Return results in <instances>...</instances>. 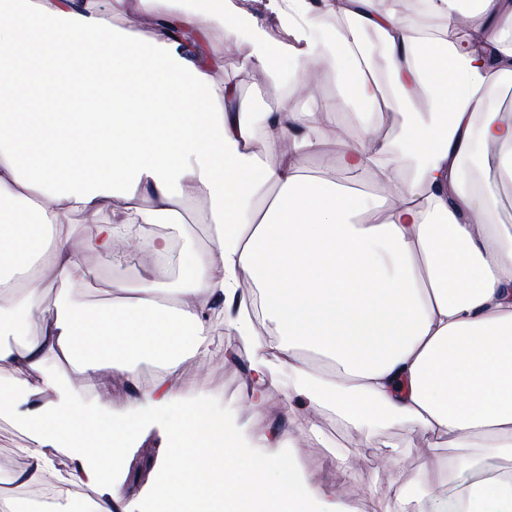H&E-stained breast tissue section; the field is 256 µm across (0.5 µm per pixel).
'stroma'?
Listing matches in <instances>:
<instances>
[{
	"mask_svg": "<svg viewBox=\"0 0 512 512\" xmlns=\"http://www.w3.org/2000/svg\"><path fill=\"white\" fill-rule=\"evenodd\" d=\"M358 38L366 56L376 64L374 77L386 99L385 104L376 107L379 114L376 130H368L358 122L352 123L354 138L359 141L374 132L381 136L398 132L405 104L390 73L381 65L387 53L385 41L367 27L359 29ZM204 48L207 55L217 61L212 71L215 82L227 78L234 80L237 98L248 101L260 120L265 119L276 98L295 75L292 60L284 56L278 61V83L261 81L242 67L246 45L226 47L223 34L217 30L208 34ZM343 97L344 88L338 74L328 71L318 84L310 87L308 96L298 100L297 105L309 112H331ZM84 258L97 272L87 287L76 291L78 300L88 304L108 299L114 280L132 281L150 274L156 266L154 254L146 249L136 251L128 258H114L109 264L91 251L85 252ZM212 340L206 367L188 361L180 369L186 396L200 400L212 413L223 416L238 436L236 451L240 456L262 454L278 458L295 453L310 480L326 493L321 512H395L399 498L404 495L423 498L428 512H445L449 489L474 474L475 469L470 466L465 449L449 446L428 449L421 434L410 423L401 420L372 427L370 447H360L359 432L340 423L331 412L309 407L289 411V391L284 383L268 389L263 407L245 409L250 388L251 349L237 337L218 332L213 334ZM56 374L61 380L70 381L69 391L75 400L108 415L122 408L131 398L145 395L153 370L144 368L135 388L120 380L113 381L105 398L97 397L95 393L102 382L101 377L87 379L79 386L73 384L69 369H57ZM166 416V411L152 410L134 444L123 476L103 477L93 487L70 485L69 499L73 506L83 507L88 499H99L101 494L115 489L130 499L149 489L157 478L156 461L167 443ZM256 434L272 436V445L263 450L257 448L252 440ZM341 453L350 455V468H343L338 463L337 456Z\"/></svg>",
	"mask_w": 512,
	"mask_h": 512,
	"instance_id": "stroma-1",
	"label": "stroma"
}]
</instances>
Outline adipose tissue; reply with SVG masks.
Instances as JSON below:
<instances>
[{"label":"adipose tissue","mask_w":512,"mask_h":512,"mask_svg":"<svg viewBox=\"0 0 512 512\" xmlns=\"http://www.w3.org/2000/svg\"><path fill=\"white\" fill-rule=\"evenodd\" d=\"M135 2L118 26L95 0H0V369L16 374L0 408L45 399L17 415L30 438L24 483L53 469L56 443L96 459L70 482L121 474L150 403L174 409L150 512H313L324 493L294 459L239 457L223 420L182 399L180 366L207 361L219 326L253 350V403L285 382L292 398L354 428L402 418L429 447L469 449L471 463L512 459V228L490 220L496 187L512 185V124L482 109L491 85L512 80V0H482L493 22L470 28L491 58L458 38L454 0H436L445 24L434 34L375 0H323L318 11L263 0L282 43L233 0ZM322 14L352 25L321 29ZM172 26L246 39L247 66L272 83L283 55L299 74L340 71L346 103L361 107L381 90L346 64L363 53L356 28L376 30L410 110L372 148L334 145L338 167L384 196L367 201L298 165L324 147L316 129L336 113L285 108L257 127L196 44L171 40ZM477 146L485 168L464 176ZM193 197L209 202L204 252L184 219ZM116 204L126 222L176 229L188 259L179 285L159 265L86 306L73 291L96 271L66 218ZM245 282L261 308L240 294ZM48 306L51 317L24 335L21 316ZM63 364L131 385L141 365L156 374L147 399L104 417L47 374Z\"/></svg>","instance_id":"adipose-tissue-1"}]
</instances>
